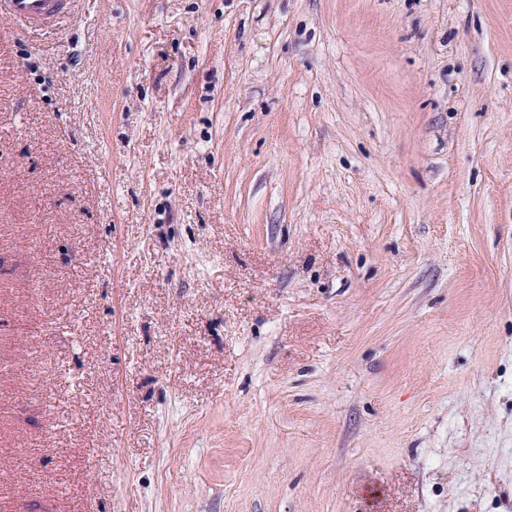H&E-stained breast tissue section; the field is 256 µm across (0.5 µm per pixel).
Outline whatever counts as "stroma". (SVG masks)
Listing matches in <instances>:
<instances>
[{
	"label": "stroma",
	"mask_w": 512,
	"mask_h": 512,
	"mask_svg": "<svg viewBox=\"0 0 512 512\" xmlns=\"http://www.w3.org/2000/svg\"><path fill=\"white\" fill-rule=\"evenodd\" d=\"M0 512H512V0L0 17Z\"/></svg>",
	"instance_id": "obj_1"
}]
</instances>
